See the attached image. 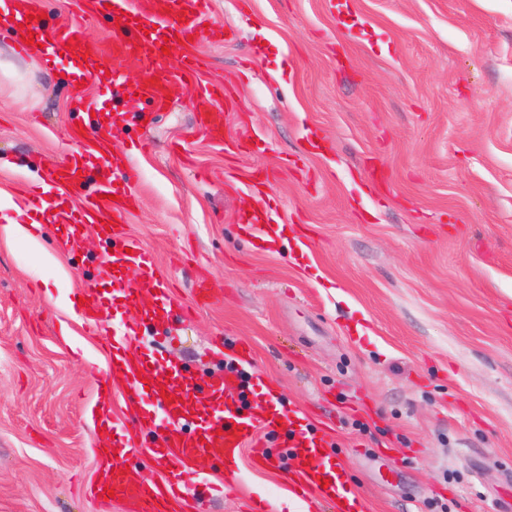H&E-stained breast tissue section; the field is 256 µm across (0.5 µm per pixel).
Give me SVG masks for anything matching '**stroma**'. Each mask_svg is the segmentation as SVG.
I'll return each instance as SVG.
<instances>
[{
	"instance_id": "1",
	"label": "stroma",
	"mask_w": 512,
	"mask_h": 512,
	"mask_svg": "<svg viewBox=\"0 0 512 512\" xmlns=\"http://www.w3.org/2000/svg\"><path fill=\"white\" fill-rule=\"evenodd\" d=\"M234 38L200 39V78L224 84L227 139L199 131L191 96L113 144L140 175L127 232L175 284L164 311L113 291L134 269L101 267L98 237L67 250L0 235V512H123L91 493L107 407L117 431L137 408L113 375L106 335L140 323L143 352L174 368V393L208 385L248 346L247 403L261 382L327 432L363 512H502L512 498V0H212ZM46 25L81 23L109 43L108 15L41 0ZM0 190L30 225L27 191L74 152L68 62L20 55L0 22ZM273 210L267 244L242 217ZM109 290L98 330L60 293ZM112 395L100 403L99 378ZM272 470L243 453L198 461L222 484L203 512L275 504L288 437L260 432Z\"/></svg>"
}]
</instances>
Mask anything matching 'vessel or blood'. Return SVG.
<instances>
[{"label":"vessel or blood","mask_w":512,"mask_h":512,"mask_svg":"<svg viewBox=\"0 0 512 512\" xmlns=\"http://www.w3.org/2000/svg\"><path fill=\"white\" fill-rule=\"evenodd\" d=\"M37 2L0 0V20L22 24L24 31L34 34L33 43L19 44L21 54L38 56L47 47L75 58L80 80L112 89L131 106L143 96L158 108L171 96L208 99L212 107L200 117L201 130L210 140L224 142V85L201 82L199 58L184 51L193 37L228 38L224 26L213 21L211 0H79L82 15L109 12L113 35L106 45L87 36L74 22L43 27L37 18ZM137 27L141 35L131 36V29ZM172 55L179 59L174 72L168 68ZM128 57L141 63L138 78L131 85L121 81L118 70ZM72 137L79 144L78 151L52 164L38 189V197L46 201L44 219L65 225L75 245L88 232L114 242L113 263L129 264L136 271L129 296L150 291L155 299L168 297L169 285L155 256L126 231L138 173L126 155L113 149L111 131L85 125L73 128ZM78 294L83 298L79 310L89 322H97L110 307L109 297L92 283H84ZM136 332L133 323L113 330L112 366L142 401L138 424L160 430L157 448L166 474L161 482L149 483L138 472L113 463L96 485V497L113 499L123 505L124 512H198L199 502L210 495L212 487L194 478L196 461L213 448L222 449L225 458L231 459L251 447L255 450L253 464H268L269 457L261 451L257 438L262 428L289 435L296 458L285 476L289 488L300 497L317 498L333 504L336 512H346L352 489L345 479L344 466L329 451L324 436L300 423L296 409H276L274 397L269 394L260 400L256 416L242 414L236 402L237 380L226 377L209 390L214 416L196 421L182 401L172 398L173 385L166 368L133 347L130 338Z\"/></svg>","instance_id":"b4317fda"}]
</instances>
